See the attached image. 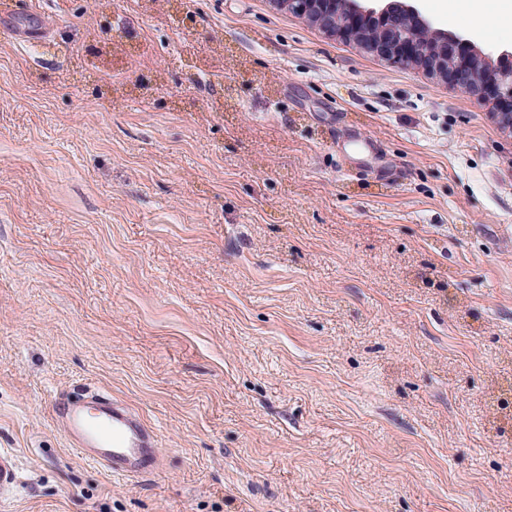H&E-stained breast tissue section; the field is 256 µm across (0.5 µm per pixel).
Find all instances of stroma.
Returning <instances> with one entry per match:
<instances>
[{"label":"stroma","mask_w":512,"mask_h":512,"mask_svg":"<svg viewBox=\"0 0 512 512\" xmlns=\"http://www.w3.org/2000/svg\"><path fill=\"white\" fill-rule=\"evenodd\" d=\"M0 17V512H512V133L273 0ZM512 53L499 0H417ZM380 147L361 165L354 136ZM159 430L72 452L57 398ZM99 401L95 416H89L79 403H57L69 446L112 476L139 478L159 470L155 429L128 406L113 400ZM17 482V468L14 456L0 454V494H9Z\"/></svg>","instance_id":"obj_1"}]
</instances>
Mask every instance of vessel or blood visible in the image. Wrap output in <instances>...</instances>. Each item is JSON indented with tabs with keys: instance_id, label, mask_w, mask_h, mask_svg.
Returning a JSON list of instances; mask_svg holds the SVG:
<instances>
[{
	"instance_id": "vessel-or-blood-1",
	"label": "vessel or blood",
	"mask_w": 512,
	"mask_h": 512,
	"mask_svg": "<svg viewBox=\"0 0 512 512\" xmlns=\"http://www.w3.org/2000/svg\"><path fill=\"white\" fill-rule=\"evenodd\" d=\"M62 428L70 447L88 456L112 475L139 478L159 470L156 432L128 406L100 400L96 414L76 402L59 405ZM17 482L12 455L0 454V494H9Z\"/></svg>"
}]
</instances>
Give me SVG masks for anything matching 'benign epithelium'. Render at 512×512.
<instances>
[{"label":"benign epithelium","mask_w":512,"mask_h":512,"mask_svg":"<svg viewBox=\"0 0 512 512\" xmlns=\"http://www.w3.org/2000/svg\"><path fill=\"white\" fill-rule=\"evenodd\" d=\"M315 23L331 36L372 33L364 45L389 60L420 67L464 93L484 90L501 105L500 119L512 129V67L492 64L465 39L441 31L414 5L401 0H273Z\"/></svg>","instance_id":"obj_1"}]
</instances>
